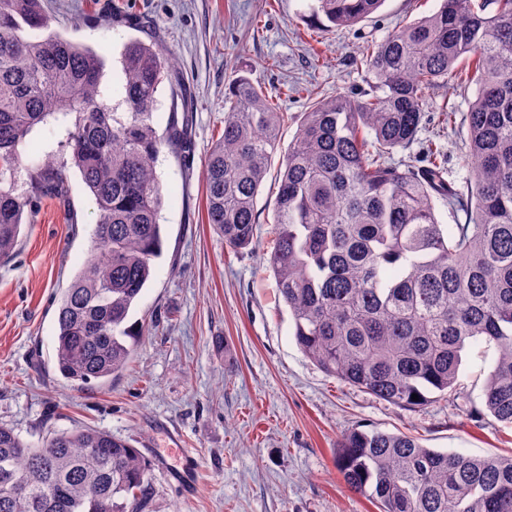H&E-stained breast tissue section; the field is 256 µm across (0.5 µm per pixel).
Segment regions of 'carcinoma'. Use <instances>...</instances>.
<instances>
[{"label":"carcinoma","instance_id":"1","mask_svg":"<svg viewBox=\"0 0 512 512\" xmlns=\"http://www.w3.org/2000/svg\"><path fill=\"white\" fill-rule=\"evenodd\" d=\"M381 0H318L334 27L353 25ZM42 0H0V260L18 243L38 196L64 198L74 167L94 198L91 252L61 290L59 372L84 385L122 372L137 346L129 315L163 249L166 197L155 164L165 146L190 148L172 102L154 121L164 77L179 82L170 52L135 40L122 59L120 99L101 86L96 52L51 32ZM369 89L307 91L295 140L279 172L275 241L262 258L288 307L295 339L323 372L402 409L457 389L462 352L495 350L483 408L512 425V0H442L440 8L360 51ZM466 61L477 85L462 116L471 162L466 190L428 165L400 168L428 93ZM50 116L74 117L59 161L16 193L20 147ZM288 122L240 75L229 86L224 134L204 173L207 221L225 246L255 243L256 197ZM462 211L438 220L434 199ZM418 395V400L411 398ZM347 488L378 512H512V454L477 457L426 448L406 433L354 430L336 444ZM150 464L127 439L84 428L39 447L0 425V512H146Z\"/></svg>","mask_w":512,"mask_h":512}]
</instances>
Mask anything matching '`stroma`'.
<instances>
[{"mask_svg": "<svg viewBox=\"0 0 512 512\" xmlns=\"http://www.w3.org/2000/svg\"><path fill=\"white\" fill-rule=\"evenodd\" d=\"M316 0H44L51 32L103 59L102 83L120 94L122 51L139 39L173 53L189 101L190 156L162 150L156 172L172 193L160 222L161 257L129 316L141 336L132 360L107 384L73 386L56 368L57 299L90 255L97 218L77 171L66 201L38 200L13 256L0 261V424L32 443L85 426L129 439L152 468L150 512H378L345 485L336 443L352 430L403 432L427 448L473 456L512 453V428L493 416L470 420L488 371L484 344L468 345L458 392L404 410L331 377L301 351L293 321L261 259L273 238L272 208L282 154L307 88L332 95L367 89L358 49L437 10L440 0H382L352 26L323 27ZM245 75L279 96L291 114L256 200V248L234 252L206 220L203 171L224 130L228 85ZM475 84L431 90L414 143L399 165L423 166L426 148L447 157L445 180L470 176L467 130L442 128L439 113L466 112ZM71 120L48 118L29 135L37 153L15 174L57 150ZM199 463L186 493L167 474L180 448Z\"/></svg>", "mask_w": 512, "mask_h": 512, "instance_id": "obj_1", "label": "stroma"}]
</instances>
